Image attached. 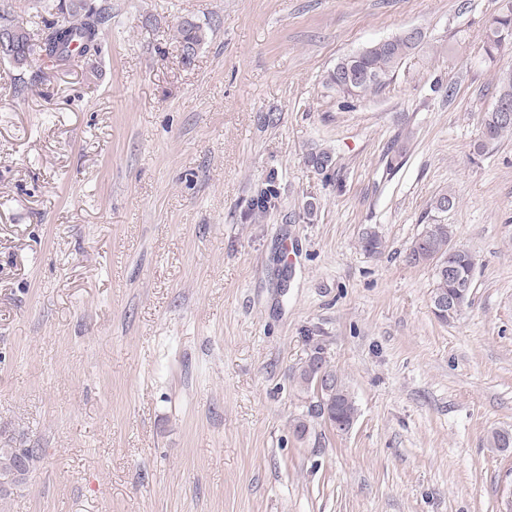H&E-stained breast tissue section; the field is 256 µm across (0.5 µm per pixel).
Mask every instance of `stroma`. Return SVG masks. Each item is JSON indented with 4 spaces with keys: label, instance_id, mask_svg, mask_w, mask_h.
Wrapping results in <instances>:
<instances>
[{
    "label": "stroma",
    "instance_id": "stroma-1",
    "mask_svg": "<svg viewBox=\"0 0 512 512\" xmlns=\"http://www.w3.org/2000/svg\"><path fill=\"white\" fill-rule=\"evenodd\" d=\"M91 2L99 54L0 61V448L42 451L0 512H503L512 135L474 144L512 69L485 53L506 0ZM409 28L379 91L327 84ZM434 218L476 260L447 323L406 260ZM317 351L348 432L296 378ZM183 58L189 60L206 38L204 30L191 22H186L180 28ZM325 361V359L320 355H314L311 357L303 366L299 369L298 377L302 384H304L307 389L314 387V391L319 397V415H325L323 413V405L327 402H331L330 408L332 409V414L329 416V419L332 424L335 425L336 420L341 422L342 419L345 422H350L355 420L358 413V407L356 405V401L352 396L350 390L348 389L344 380L337 375V397H336V371L330 369L328 365H326L331 373L330 382L324 384L323 388H321L320 392L315 388L314 376L320 366L316 363L318 361ZM326 362V361H325ZM324 390H328L325 392ZM318 391V392H317ZM336 401L340 411V415L336 417ZM336 428V425L334 426Z\"/></svg>",
    "mask_w": 512,
    "mask_h": 512
}]
</instances>
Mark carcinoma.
Listing matches in <instances>:
<instances>
[{
	"label": "carcinoma",
	"instance_id": "carcinoma-1",
	"mask_svg": "<svg viewBox=\"0 0 512 512\" xmlns=\"http://www.w3.org/2000/svg\"><path fill=\"white\" fill-rule=\"evenodd\" d=\"M106 23L105 13L88 5L87 0H60L58 17L45 25L42 37L44 50L48 58L57 61L70 59L73 53L85 55L98 50L100 27ZM183 58L190 59L206 38L204 30L191 22L180 28ZM424 35L405 37L401 34L377 42L356 53L346 55L338 60L328 72L327 82L336 90L350 95L363 96L381 89L406 58L421 45ZM7 42V49H0V57L9 59L18 65L29 62L33 49L29 45L30 33L23 22L8 11L0 13V42ZM512 46V5L495 16L489 27L486 39V53L492 57L505 46ZM496 102L512 112V70L501 73L498 79ZM512 135V119L504 120L501 113L488 110L481 119V133L474 144L478 155L486 153L505 135ZM456 198L453 193L445 191L430 203V210L445 212L454 207ZM453 229L448 224L432 222L423 225L421 234L415 240V246L407 255L409 263L430 264L433 266L434 285L431 301H448L447 322L469 304L473 288L466 284L474 283L475 262L466 251L460 250L448 255V241L452 239ZM362 248L368 253H378L383 248L379 234L367 228L360 239ZM320 355L311 357L299 369L298 377L308 388L315 386L314 376L319 369ZM318 407L331 403V409H339L340 414H331V423L342 420L350 422L357 417L356 401L343 379L331 376L330 382L318 392ZM490 447L506 452L512 449V430L494 429L488 437ZM40 459L38 448H0V478L19 476L18 483H23L25 476L35 462Z\"/></svg>",
	"mask_w": 512,
	"mask_h": 512
}]
</instances>
